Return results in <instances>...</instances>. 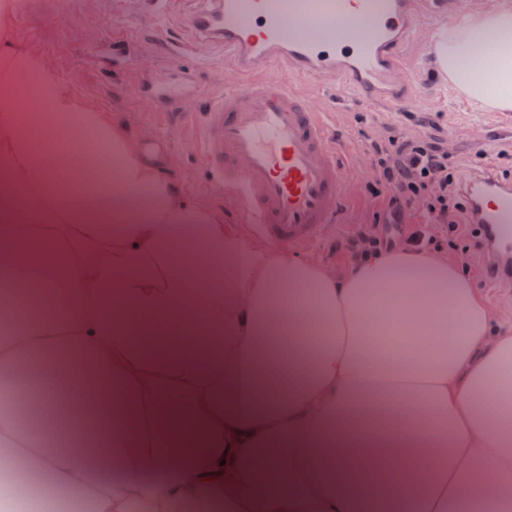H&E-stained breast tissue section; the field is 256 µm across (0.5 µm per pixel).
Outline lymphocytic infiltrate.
<instances>
[{
    "instance_id": "1",
    "label": "lymphocytic infiltrate",
    "mask_w": 512,
    "mask_h": 512,
    "mask_svg": "<svg viewBox=\"0 0 512 512\" xmlns=\"http://www.w3.org/2000/svg\"><path fill=\"white\" fill-rule=\"evenodd\" d=\"M375 178L369 193L376 207L379 234H359L346 247L353 259L362 260L389 248L402 225L416 222L420 228L408 240L420 249L435 245L433 224H444L453 239L478 236L468 199L462 192L457 170L448 163L443 140L432 133L407 135L391 132L387 140L370 143Z\"/></svg>"
}]
</instances>
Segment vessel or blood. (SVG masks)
Here are the masks:
<instances>
[{"label": "vessel or blood", "instance_id": "obj_1", "mask_svg": "<svg viewBox=\"0 0 512 512\" xmlns=\"http://www.w3.org/2000/svg\"><path fill=\"white\" fill-rule=\"evenodd\" d=\"M433 0H207L194 33L223 50L235 83L211 99L208 164L271 241L299 246L333 221L346 199V171L327 112L311 108L292 78L338 82L368 103L401 106L412 96L403 56ZM473 221L488 228L498 258L489 272L512 288V180L471 173L462 183Z\"/></svg>", "mask_w": 512, "mask_h": 512}]
</instances>
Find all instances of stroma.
<instances>
[{
    "mask_svg": "<svg viewBox=\"0 0 512 512\" xmlns=\"http://www.w3.org/2000/svg\"><path fill=\"white\" fill-rule=\"evenodd\" d=\"M202 6L203 0H172L160 14L152 0H16L13 29L80 97L126 125L144 151L161 152L163 175L184 194L222 212L225 223L244 228L259 243L262 235L202 157V122L188 128L181 116L184 102L235 80L223 58L188 26ZM121 16L131 23L118 39L112 24ZM448 26V21L431 20L411 44L414 100L405 107L368 104L338 95L330 83L297 80L303 94L330 112L339 157L350 176L349 198L334 222L309 245L292 248V255L316 260L337 274L347 268L350 258L341 244L355 230L376 227L368 192L374 172L366 143L384 139L391 126L414 135L420 131L418 119H426L441 131L448 162L460 175L488 167L512 176V126L500 123L496 111L477 108L432 71L431 48ZM443 251L463 265L474 287L488 297L495 321L511 325L512 300L488 280L481 251L464 243L447 244Z\"/></svg>",
    "mask_w": 512,
    "mask_h": 512,
    "instance_id": "1",
    "label": "stroma"
}]
</instances>
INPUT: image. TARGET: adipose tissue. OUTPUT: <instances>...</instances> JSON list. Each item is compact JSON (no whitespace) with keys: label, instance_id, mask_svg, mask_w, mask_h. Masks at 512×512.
Returning <instances> with one entry per match:
<instances>
[{"label":"adipose tissue","instance_id":"1","mask_svg":"<svg viewBox=\"0 0 512 512\" xmlns=\"http://www.w3.org/2000/svg\"><path fill=\"white\" fill-rule=\"evenodd\" d=\"M0 0V503L512 512V330L436 249L334 274L251 242L12 31ZM436 64L512 111V8ZM277 337L287 367L263 358Z\"/></svg>","mask_w":512,"mask_h":512}]
</instances>
